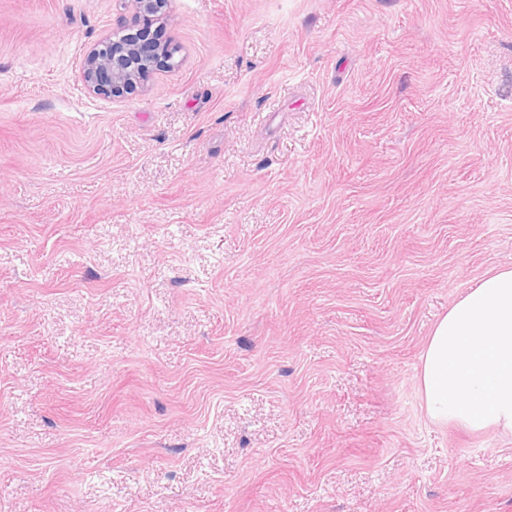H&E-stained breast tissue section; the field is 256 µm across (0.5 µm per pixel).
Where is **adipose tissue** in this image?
<instances>
[{
  "instance_id": "ef3b65f1",
  "label": "adipose tissue",
  "mask_w": 512,
  "mask_h": 512,
  "mask_svg": "<svg viewBox=\"0 0 512 512\" xmlns=\"http://www.w3.org/2000/svg\"><path fill=\"white\" fill-rule=\"evenodd\" d=\"M420 383L433 422L512 432V267L484 276L436 322Z\"/></svg>"
}]
</instances>
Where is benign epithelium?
<instances>
[{"instance_id": "1", "label": "benign epithelium", "mask_w": 512, "mask_h": 512, "mask_svg": "<svg viewBox=\"0 0 512 512\" xmlns=\"http://www.w3.org/2000/svg\"><path fill=\"white\" fill-rule=\"evenodd\" d=\"M134 22L131 32L115 35L92 47L85 56L83 82L98 97L117 100L145 81L163 58L152 25L167 17L171 0H129Z\"/></svg>"}]
</instances>
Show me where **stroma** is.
Returning a JSON list of instances; mask_svg holds the SVG:
<instances>
[{
	"mask_svg": "<svg viewBox=\"0 0 512 512\" xmlns=\"http://www.w3.org/2000/svg\"><path fill=\"white\" fill-rule=\"evenodd\" d=\"M0 0V512H512L432 423L436 322L512 266V0ZM134 22L129 33L113 35L92 47L85 56L83 82L98 97L117 100L144 82L161 58L152 25L166 19L171 0H129ZM133 31V32H131Z\"/></svg>",
	"mask_w": 512,
	"mask_h": 512,
	"instance_id": "1",
	"label": "stroma"
}]
</instances>
